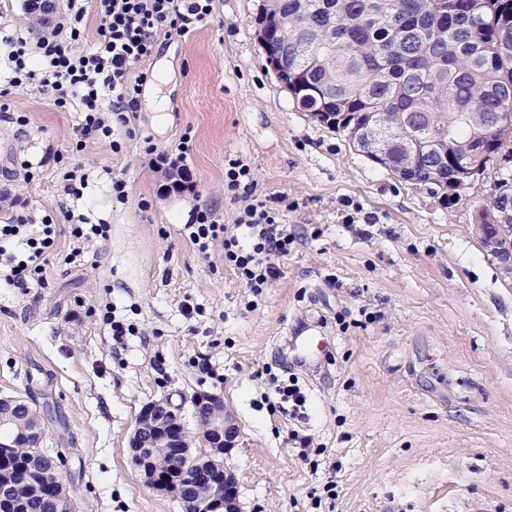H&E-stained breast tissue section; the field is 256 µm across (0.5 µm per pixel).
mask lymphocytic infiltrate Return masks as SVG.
<instances>
[{
	"label": "lymphocytic infiltrate",
	"mask_w": 512,
	"mask_h": 512,
	"mask_svg": "<svg viewBox=\"0 0 512 512\" xmlns=\"http://www.w3.org/2000/svg\"><path fill=\"white\" fill-rule=\"evenodd\" d=\"M100 19L99 38L89 52H79L72 44L81 36L84 9L79 0H69L57 35L42 38L37 45L44 65L41 71L26 65L28 42L16 37L8 42L10 76L7 88L27 84L51 91L57 107H68L79 100L83 120L82 138L109 139L113 124L125 125L130 112L138 108L145 75L135 74L138 63L152 53L154 35L166 27L185 35L207 20L213 0H96ZM110 90L112 103L103 106L102 92ZM224 190L232 199L243 201L234 228L218 224L212 212L194 211L183 233L200 253L212 246L222 248L225 266L233 270L253 295L280 275L278 258L286 256L292 239L281 224L278 210L257 196L250 167L242 160H229L224 169ZM58 230L52 216L34 219L16 215L11 223L0 224V242L17 240L22 249L0 260L6 278L25 287L42 279L43 262L51 253Z\"/></svg>",
	"instance_id": "obj_1"
}]
</instances>
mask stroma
I'll list each match as a JSON object with an SVG mask.
<instances>
[{"label":"stroma","mask_w":512,"mask_h":512,"mask_svg":"<svg viewBox=\"0 0 512 512\" xmlns=\"http://www.w3.org/2000/svg\"><path fill=\"white\" fill-rule=\"evenodd\" d=\"M262 3L215 0L194 32L158 31L137 66L138 110L112 140L76 149L78 107L30 85L7 96L0 224L23 204L59 233L41 284L0 276V395L44 413L78 512H185L144 486L128 437L145 402L186 410L199 392L221 395L238 426L224 465L240 512H512V280L478 230L498 172L441 198L299 111L266 64ZM54 31L33 24L26 0H0V77L8 37L34 45ZM186 134L191 186L176 191L143 141L163 156ZM236 158L293 238L257 297L182 234L197 209L233 223L224 164ZM72 170L84 177L75 197L61 191ZM116 179L126 200L112 196ZM69 210L109 227L75 264ZM111 314L132 329L122 342ZM304 326L325 348L294 346ZM292 379L307 396L296 416L270 401Z\"/></svg>","instance_id":"obj_1"}]
</instances>
